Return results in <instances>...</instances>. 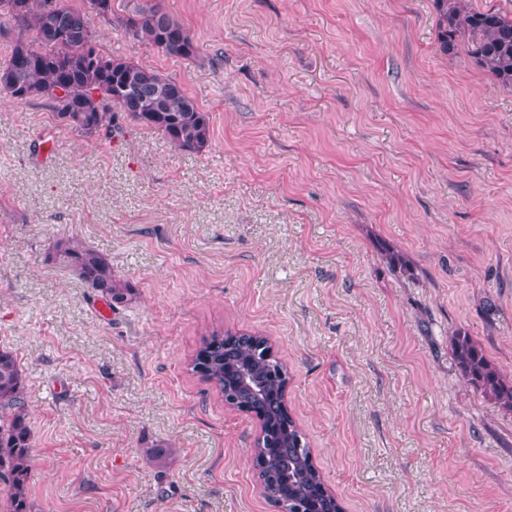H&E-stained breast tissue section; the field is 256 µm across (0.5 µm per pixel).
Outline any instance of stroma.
<instances>
[{
	"label": "stroma",
	"instance_id": "1",
	"mask_svg": "<svg viewBox=\"0 0 512 512\" xmlns=\"http://www.w3.org/2000/svg\"><path fill=\"white\" fill-rule=\"evenodd\" d=\"M160 4L195 58L90 23L209 112L203 152L0 99V349L26 376L33 512H277L257 420L192 370L215 330L269 338L344 512H512V411L450 345L512 377V91L438 51L431 0ZM71 238L131 302L101 316L46 261ZM451 347L462 378L490 400L512 410V381L503 375L481 347L461 332L451 337Z\"/></svg>",
	"mask_w": 512,
	"mask_h": 512
}]
</instances>
